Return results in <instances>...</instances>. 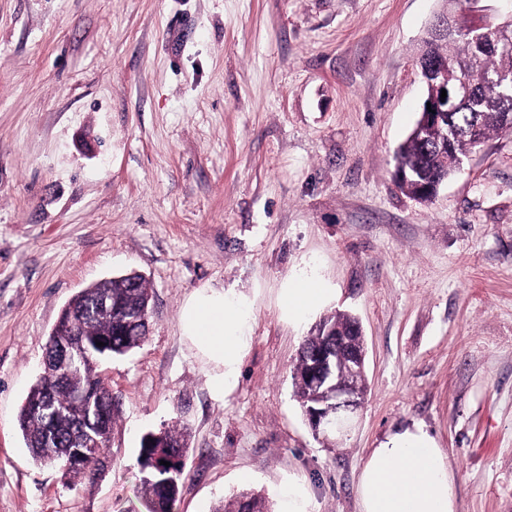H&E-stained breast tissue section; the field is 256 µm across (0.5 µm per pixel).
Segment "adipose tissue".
<instances>
[{"instance_id": "1", "label": "adipose tissue", "mask_w": 512, "mask_h": 512, "mask_svg": "<svg viewBox=\"0 0 512 512\" xmlns=\"http://www.w3.org/2000/svg\"><path fill=\"white\" fill-rule=\"evenodd\" d=\"M245 314L223 295L201 293L182 312L183 330L223 365L218 389L231 386L244 349ZM359 512H457V489L448 458L424 426L397 430L366 456L357 482Z\"/></svg>"}]
</instances>
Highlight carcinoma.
I'll use <instances>...</instances> for the list:
<instances>
[{
	"instance_id": "1",
	"label": "carcinoma",
	"mask_w": 512,
	"mask_h": 512,
	"mask_svg": "<svg viewBox=\"0 0 512 512\" xmlns=\"http://www.w3.org/2000/svg\"><path fill=\"white\" fill-rule=\"evenodd\" d=\"M454 32L448 38L425 44L444 62L442 78L448 88L464 81L474 89L473 97L452 104L448 109V130L432 126L412 129L396 152V166L406 173L400 187L408 195L431 198L424 193L426 181L441 183L458 173L459 160L471 151L472 142L485 143L494 132H511L512 122H505V114H512V97L499 93L492 80L512 81V44H499L494 38L476 39L468 34L472 26L453 18ZM150 304V289L146 280L132 272L100 281L76 296L64 309L56 330L49 341L71 337L77 349L86 347L93 337L112 340V349L100 355L88 351L89 359L78 364L57 382L41 375L31 387L19 415V428L33 456L50 462L48 451L62 455L76 433V424L69 412L76 396L90 408L104 406L101 416L93 415L87 428L93 435L94 448L82 468L63 472L66 481L73 484L92 479L104 468V451L110 441L117 409L112 392L99 373L100 363L114 356H124L139 347L149 331V320L140 314ZM356 318L337 313L324 318L317 329L304 341L293 367L296 396L303 409L320 404L329 397L326 386L311 387L298 378L306 369L309 352L326 348L330 337H349L348 348L359 350L360 336L352 334ZM186 446L185 432L168 428L148 432L140 442L139 463L141 479L139 498L146 512H175L181 470L166 467L160 461H170ZM212 512H272L263 496L243 490L232 499L222 502Z\"/></svg>"
}]
</instances>
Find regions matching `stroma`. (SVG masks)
<instances>
[{"label":"stroma","instance_id":"1","mask_svg":"<svg viewBox=\"0 0 512 512\" xmlns=\"http://www.w3.org/2000/svg\"><path fill=\"white\" fill-rule=\"evenodd\" d=\"M439 0H0V512L139 507L144 434L188 448L176 512L252 490L279 512H358L370 449L422 424L458 512H512V132L491 134L432 201L394 153L425 89ZM129 271L152 295L139 348L102 367L119 406L105 467L67 485L16 418L61 310ZM327 293L301 320L289 284ZM200 292L246 303L234 384L185 336ZM360 322L366 396L314 432L299 347Z\"/></svg>","mask_w":512,"mask_h":512}]
</instances>
